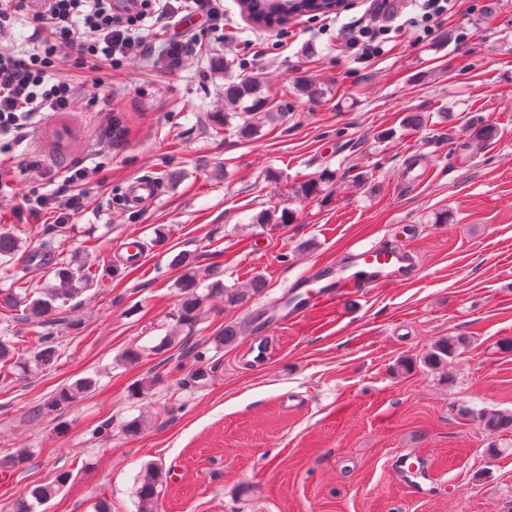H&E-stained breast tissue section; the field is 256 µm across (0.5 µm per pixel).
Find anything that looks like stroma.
Segmentation results:
<instances>
[{
    "label": "stroma",
    "instance_id": "1",
    "mask_svg": "<svg viewBox=\"0 0 512 512\" xmlns=\"http://www.w3.org/2000/svg\"><path fill=\"white\" fill-rule=\"evenodd\" d=\"M462 0L432 37L412 26L414 0H349L327 16L291 20L282 30L246 21L239 0H223L210 26L192 0H171L178 28L157 26L147 49L98 71L67 57L65 72L84 100L50 112L17 137L0 139V232L26 251L54 244L55 257L91 254L117 274L70 300L52 327L58 362L26 378L0 375V457L30 449L27 471L0 474V512L26 488L71 481L45 512H137L134 485L145 464L169 469L159 512H512V432L489 435L465 407L512 411V0ZM392 26L381 56L346 48L354 21ZM187 51L164 55L169 36ZM241 59L264 78L283 119L263 137L211 136L224 80L200 59V45ZM312 81L313 98L294 87ZM447 112V122L405 128L409 112ZM495 124L498 138L469 145L471 117ZM123 135H116V126ZM393 138H382L383 130ZM90 171L74 233L54 236L53 213L32 214L27 196L54 194L61 171ZM335 170L315 198L297 182ZM367 183L353 182L356 173ZM161 184L155 203L130 209L127 184ZM288 208L294 221L259 226L262 210ZM448 221L436 223L439 213ZM168 237L154 243L153 230ZM145 244L138 266L121 244ZM376 245L407 251L416 267L405 284L346 293L299 321L269 327L258 317L308 271H322ZM193 254L199 273L225 285L261 272L268 286L248 305L222 298L190 335L205 363L172 349L137 366L119 363L133 345L165 335L179 270ZM229 321L248 322L237 344L210 350ZM263 337L268 361L251 362ZM464 336L468 348L447 374L420 365L439 338ZM414 359L403 371L399 364ZM205 379H195L196 369ZM160 381L147 398L130 385ZM92 376L94 392L58 415L34 417L62 385ZM142 419L139 436L125 425ZM112 438L92 435L102 422ZM498 455H489L490 444ZM418 452L431 463L434 492L418 495L397 466Z\"/></svg>",
    "mask_w": 512,
    "mask_h": 512
}]
</instances>
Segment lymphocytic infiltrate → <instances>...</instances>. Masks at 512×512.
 <instances>
[{"instance_id":"lymphocytic-infiltrate-1","label":"lymphocytic infiltrate","mask_w":512,"mask_h":512,"mask_svg":"<svg viewBox=\"0 0 512 512\" xmlns=\"http://www.w3.org/2000/svg\"><path fill=\"white\" fill-rule=\"evenodd\" d=\"M29 0H0V136L24 133L29 121L46 112L72 110L78 97L63 72L58 45H67L79 60L113 61L144 49L145 37L133 32L146 17L164 18L170 11L162 0H130L123 11H115L112 0H41L34 19L46 36L24 54L8 46L13 19L28 7ZM87 179L82 168L70 169L59 196L29 198L31 212L54 206L58 223H66L70 212L81 205V189Z\"/></svg>"}]
</instances>
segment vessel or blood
Wrapping results in <instances>:
<instances>
[{
    "mask_svg": "<svg viewBox=\"0 0 512 512\" xmlns=\"http://www.w3.org/2000/svg\"><path fill=\"white\" fill-rule=\"evenodd\" d=\"M159 186L145 178L131 183L124 197L128 207L140 208L153 202ZM414 264L408 253L380 247L360 250L340 266L337 279L326 275L309 274L299 279L290 294L289 307L275 303L267 309V322L282 325L302 318L321 305L336 300L348 288H379L391 283H402L413 278Z\"/></svg>",
    "mask_w": 512,
    "mask_h": 512,
    "instance_id": "1",
    "label": "vessel or blood"
}]
</instances>
